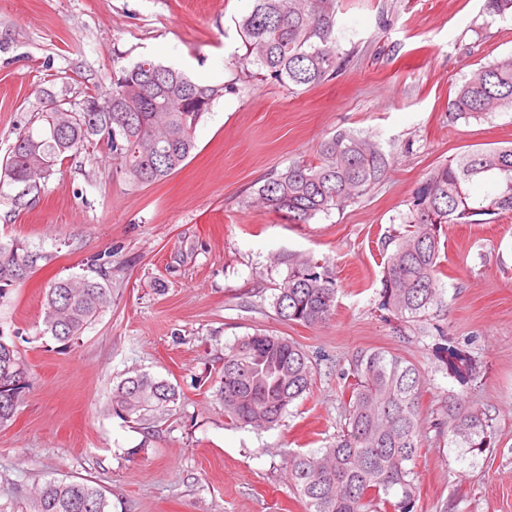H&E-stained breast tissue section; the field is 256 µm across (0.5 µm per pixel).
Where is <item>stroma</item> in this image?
<instances>
[{"label":"stroma","mask_w":512,"mask_h":512,"mask_svg":"<svg viewBox=\"0 0 512 512\" xmlns=\"http://www.w3.org/2000/svg\"><path fill=\"white\" fill-rule=\"evenodd\" d=\"M249 0H0V161L21 131L38 130L50 101L69 111L108 97L115 70L143 58L225 86L195 131L196 148L166 180L126 182L106 145L67 160L39 194L0 183V242L46 261L0 299V333L29 370L15 415L0 427V506L52 474L102 486L112 512H305L288 479L289 454L334 441L346 399L340 374L353 352L416 359L430 381V422L463 393L491 416L492 448L476 460L426 433L416 460L415 512H512V215L448 226L442 283L449 337L475 361L470 389L437 371L431 338L408 342L377 308L382 242L400 227L426 173L455 155L512 144V110L450 120L448 100L480 65L512 54V17L483 0H339L336 37L348 60L318 87L289 92L247 64L238 23ZM379 143L389 166L355 202L294 224L254 200L264 177L338 131ZM112 254V306L76 342L43 332L46 291ZM310 253L336 273L326 323L280 321L272 307L285 272ZM265 330L312 356L315 384L271 429L228 425L211 387L224 349ZM179 392L147 425L109 410L132 372Z\"/></svg>","instance_id":"obj_1"}]
</instances>
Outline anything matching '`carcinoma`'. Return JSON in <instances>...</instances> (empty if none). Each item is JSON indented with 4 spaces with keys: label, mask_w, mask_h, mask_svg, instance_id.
Returning a JSON list of instances; mask_svg holds the SVG:
<instances>
[{
    "label": "carcinoma",
    "mask_w": 512,
    "mask_h": 512,
    "mask_svg": "<svg viewBox=\"0 0 512 512\" xmlns=\"http://www.w3.org/2000/svg\"><path fill=\"white\" fill-rule=\"evenodd\" d=\"M336 0H251L239 23L244 60L290 90L334 79L345 64L334 34ZM227 86L200 85L183 72L150 59L115 73L112 95L99 112H47L38 132L17 135L4 173L37 193L67 159L106 142L119 173L133 185L160 182L189 158L194 133ZM512 109V54L480 68L448 100L452 120ZM379 145L360 133L322 139L315 159L274 171L257 189L269 211L306 223L361 197L385 173ZM484 180L495 193L475 206L469 185ZM512 212V146L465 151L431 169L414 191L403 231L388 237L378 309L395 321V333L435 338L439 369L465 388L476 366L448 339V295L441 284L442 236L450 224H478L480 216ZM48 256L19 242L0 243V299L24 282ZM286 267L272 306L284 322L325 323L336 307V273L312 254L277 258ZM112 254L88 259L89 273L60 279L46 292L43 334L64 344L79 339L111 304ZM26 367L12 342L0 335V427L13 420L28 388L15 373ZM347 396L344 423L323 448L292 453L288 475L305 512H414L415 461L421 448L419 400L426 372L418 361L371 348L353 353L342 372ZM308 352L285 336L256 331L224 350L214 397L233 426L267 429L289 406L311 393ZM179 398L169 381L136 373L112 389V407L142 420L170 410ZM431 428L460 458L491 447L492 419L450 394ZM27 512H110L105 491L88 479L51 478L33 488Z\"/></svg>",
    "instance_id": "cac0c4a2"
}]
</instances>
